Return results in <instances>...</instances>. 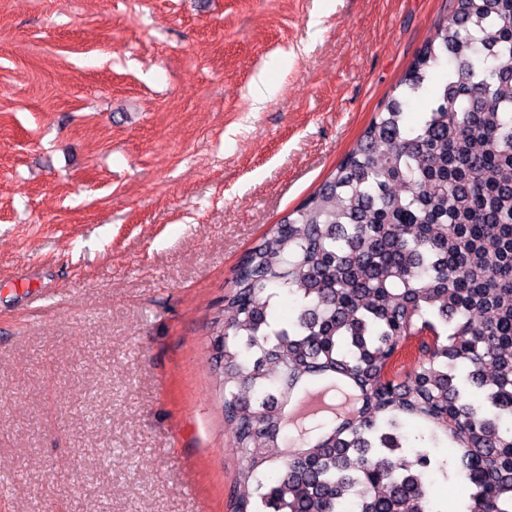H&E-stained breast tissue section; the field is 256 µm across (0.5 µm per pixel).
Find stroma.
I'll return each instance as SVG.
<instances>
[{
  "instance_id": "obj_1",
  "label": "stroma",
  "mask_w": 512,
  "mask_h": 512,
  "mask_svg": "<svg viewBox=\"0 0 512 512\" xmlns=\"http://www.w3.org/2000/svg\"><path fill=\"white\" fill-rule=\"evenodd\" d=\"M453 0H0V512H231L210 326Z\"/></svg>"
}]
</instances>
